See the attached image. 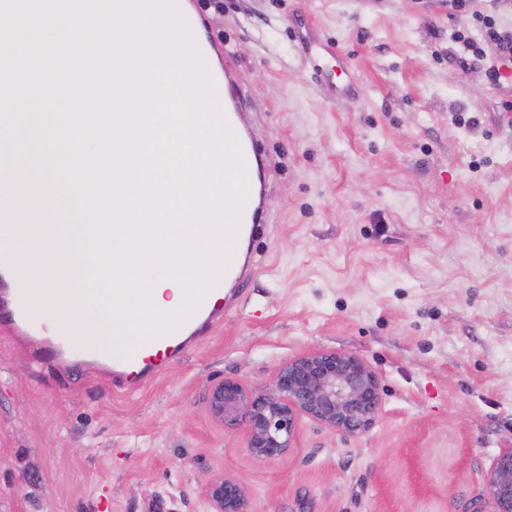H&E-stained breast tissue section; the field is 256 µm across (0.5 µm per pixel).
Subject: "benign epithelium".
<instances>
[{"label": "benign epithelium", "instance_id": "obj_1", "mask_svg": "<svg viewBox=\"0 0 512 512\" xmlns=\"http://www.w3.org/2000/svg\"><path fill=\"white\" fill-rule=\"evenodd\" d=\"M382 396L377 373L355 354L309 350L288 360L272 384L253 387L237 378L215 384L210 412L227 430L246 431L254 457L277 459L292 448L304 416L334 432L359 436L375 422ZM493 512H512V448L494 458L487 478ZM209 512H246V486L221 476L204 488Z\"/></svg>", "mask_w": 512, "mask_h": 512}]
</instances>
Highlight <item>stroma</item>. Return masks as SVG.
Returning a JSON list of instances; mask_svg holds the SVG:
<instances>
[{"label":"stroma","instance_id":"stroma-1","mask_svg":"<svg viewBox=\"0 0 512 512\" xmlns=\"http://www.w3.org/2000/svg\"><path fill=\"white\" fill-rule=\"evenodd\" d=\"M512 0H223L199 12L234 53L277 161L257 270L199 346L114 394L96 370L0 329V512H207L212 477L248 512H489L512 448V66L475 13ZM306 20L341 58L294 41ZM483 50L467 67L454 32ZM362 357L382 405L349 437L302 418L292 450L248 454L209 408L307 350ZM209 512H246V486L234 477L221 476L209 481L204 488Z\"/></svg>","mask_w":512,"mask_h":512}]
</instances>
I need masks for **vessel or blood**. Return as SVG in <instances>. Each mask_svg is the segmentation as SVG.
Listing matches in <instances>:
<instances>
[{
    "label": "vessel or blood",
    "mask_w": 512,
    "mask_h": 512,
    "mask_svg": "<svg viewBox=\"0 0 512 512\" xmlns=\"http://www.w3.org/2000/svg\"><path fill=\"white\" fill-rule=\"evenodd\" d=\"M132 94L144 106L137 119L139 129L152 131L155 127L150 104L154 96V73L135 74L131 77ZM222 87L230 97L220 114H209L204 125L206 133L220 135L230 129L232 137L224 143V167L230 171V179L223 187L202 184L196 198V209L209 210L214 229L223 231L227 246L224 250V273L197 285L187 310L176 319L174 325L165 326L158 332L152 351L143 352L133 348L112 359L100 360L93 343H86L82 350H74L63 329L48 331L40 336V344L57 355L83 363L102 362L109 374L113 391L128 393L139 390L156 380L167 365L180 359L186 350L200 343L208 331L223 317L221 302L226 283H241L252 275L255 260L242 253L237 244L241 239L257 236L260 226L257 215L263 207L264 192L256 180L257 168H270L272 161L259 157L250 133L251 113L242 109L243 90L239 73L232 55L224 57ZM223 198V210L212 209L215 198ZM12 310L8 320L15 333L29 334L31 290L21 280H14L12 288L6 289Z\"/></svg>",
    "instance_id": "vessel-or-blood-1"
}]
</instances>
